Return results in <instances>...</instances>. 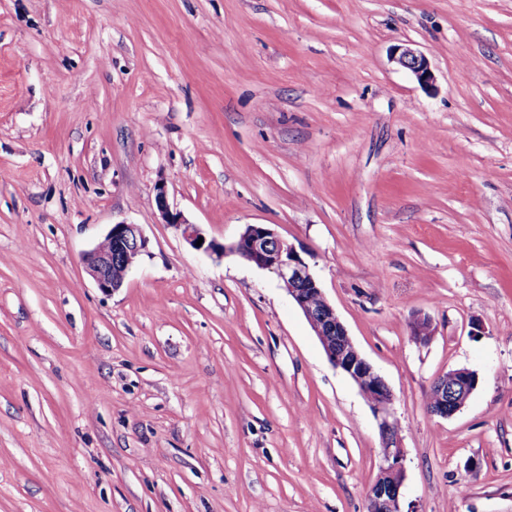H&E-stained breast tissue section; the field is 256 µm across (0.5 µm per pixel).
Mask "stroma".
<instances>
[{
  "label": "stroma",
  "mask_w": 512,
  "mask_h": 512,
  "mask_svg": "<svg viewBox=\"0 0 512 512\" xmlns=\"http://www.w3.org/2000/svg\"><path fill=\"white\" fill-rule=\"evenodd\" d=\"M161 184L309 264L396 397L404 512H512V0H0V512H367L369 403ZM122 221L106 294L82 255ZM394 60L400 67L408 70L420 84L428 85L434 81L428 58L419 50L412 48L410 44L398 46ZM148 240L138 224L118 222L83 256L88 275L103 293L121 288L126 274L147 251ZM454 377V385L448 389L450 377L448 373L438 378L433 386V398L430 396L429 408L431 413L443 418H451L467 403L469 397L478 385V375L475 371L462 367L450 370Z\"/></svg>",
  "instance_id": "stroma-1"
}]
</instances>
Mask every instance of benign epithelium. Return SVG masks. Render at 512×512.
Wrapping results in <instances>:
<instances>
[{
	"instance_id": "7a95c632",
	"label": "benign epithelium",
	"mask_w": 512,
	"mask_h": 512,
	"mask_svg": "<svg viewBox=\"0 0 512 512\" xmlns=\"http://www.w3.org/2000/svg\"><path fill=\"white\" fill-rule=\"evenodd\" d=\"M394 60L419 83L428 85L434 81L428 58L410 45L397 47ZM156 205L164 223L178 227L184 240L195 250L220 258L234 253L249 264L271 270L278 276L288 297L302 311L318 337L329 362L355 383L376 418L385 451L381 454L379 474L369 490L368 512H403L401 489L406 480V466L398 423L393 417L395 395L380 372L357 349L295 246L265 224L244 225L237 240L230 245L208 240L199 225L188 222L181 212L171 208L163 185L157 188ZM199 240L202 244L198 246ZM147 248L148 239L140 225L118 222L102 241L84 254L83 262L97 288L111 293L122 287L127 272ZM451 375L455 380L453 386H448L446 374L433 386L431 413L443 418L457 414L478 385L477 373L468 368L453 369Z\"/></svg>"
}]
</instances>
